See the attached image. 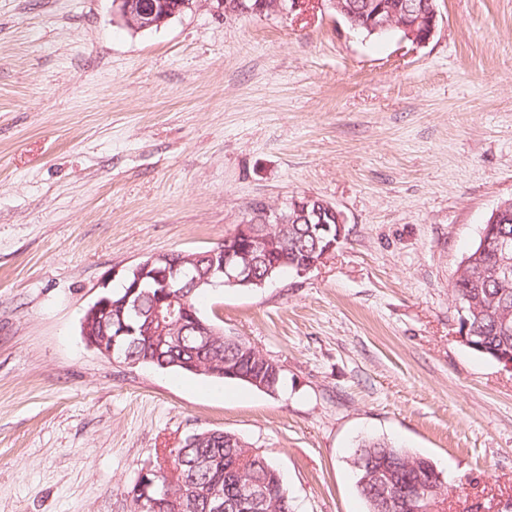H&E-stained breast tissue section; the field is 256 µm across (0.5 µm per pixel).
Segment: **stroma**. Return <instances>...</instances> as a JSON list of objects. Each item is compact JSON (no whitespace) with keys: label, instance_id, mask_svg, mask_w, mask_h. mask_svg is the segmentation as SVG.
Here are the masks:
<instances>
[{"label":"stroma","instance_id":"35a3bbf8","mask_svg":"<svg viewBox=\"0 0 512 512\" xmlns=\"http://www.w3.org/2000/svg\"><path fill=\"white\" fill-rule=\"evenodd\" d=\"M416 46L305 0H208L133 31L112 0H0V512H131L160 448L220 429L294 512H366L365 437L430 458L448 512L512 498V371L458 338L450 283L512 198V0H438ZM345 216L304 277L206 317L284 369L276 395L116 363L85 310L152 254L221 242L257 200ZM210 2L216 3V11H224V2H239V5L243 7L244 9H252L254 5L256 11H283L286 10V7L288 6L289 9H294L297 7V5L300 4L299 0H209ZM286 2H289L288 5Z\"/></svg>","mask_w":512,"mask_h":512}]
</instances>
